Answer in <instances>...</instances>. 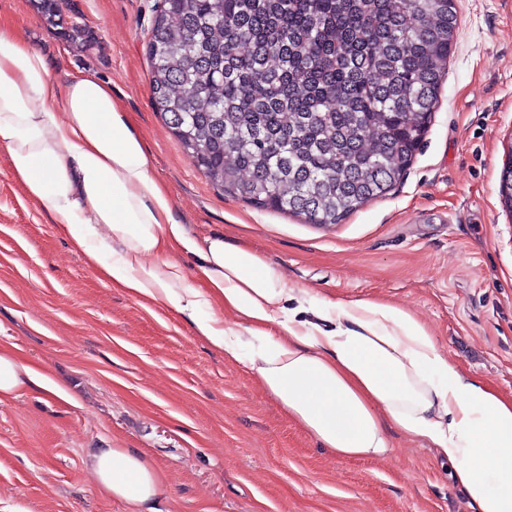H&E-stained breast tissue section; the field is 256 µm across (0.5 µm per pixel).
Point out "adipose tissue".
<instances>
[{
    "label": "adipose tissue",
    "instance_id": "1",
    "mask_svg": "<svg viewBox=\"0 0 512 512\" xmlns=\"http://www.w3.org/2000/svg\"><path fill=\"white\" fill-rule=\"evenodd\" d=\"M0 148L28 198L101 280L163 304L226 358L247 361L322 447L372 459L390 451L392 433L418 438L448 459L473 512H512V398L463 372L401 307L305 298L289 310L292 291L276 268L175 220L108 83L88 73L56 83L44 56L1 24ZM183 254L196 257L192 271ZM219 307L268 347L244 357ZM25 389L63 393L0 346V402ZM87 463L108 494L135 512H159L161 480L137 452L94 448Z\"/></svg>",
    "mask_w": 512,
    "mask_h": 512
}]
</instances>
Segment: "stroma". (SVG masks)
I'll return each instance as SVG.
<instances>
[{
	"label": "stroma",
	"mask_w": 512,
	"mask_h": 512,
	"mask_svg": "<svg viewBox=\"0 0 512 512\" xmlns=\"http://www.w3.org/2000/svg\"><path fill=\"white\" fill-rule=\"evenodd\" d=\"M67 3L91 45L62 37L31 0H0V23L58 84L81 72L111 84L191 235L252 249L309 295L410 311L442 354L512 396V210L499 192L512 152V0H456L453 53L410 169L327 227L222 193L184 154L152 105L159 0ZM0 345L67 392L0 403V512H131L88 469L93 448L149 462L162 512H472L434 449L397 433L386 456H336L247 364L102 283L1 151Z\"/></svg>",
	"instance_id": "1"
}]
</instances>
